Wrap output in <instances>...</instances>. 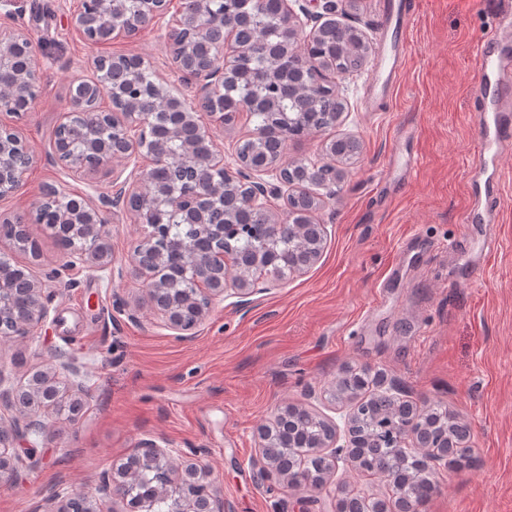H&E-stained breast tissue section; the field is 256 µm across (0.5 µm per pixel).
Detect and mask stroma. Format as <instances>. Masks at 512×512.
<instances>
[{
  "label": "stroma",
  "instance_id": "35a3bbf8",
  "mask_svg": "<svg viewBox=\"0 0 512 512\" xmlns=\"http://www.w3.org/2000/svg\"><path fill=\"white\" fill-rule=\"evenodd\" d=\"M393 0H336V21L359 27L372 51L339 83L344 110L336 125L287 141L288 160L323 159L326 141L353 138V164H338L333 194L318 190L314 223L327 236L318 262L300 275L266 281L239 305L226 292L188 340L174 338L143 304L142 280L128 265L145 224L111 211L112 271L69 266L68 248L44 225L30 224L38 256L8 246L0 255L45 280L46 319L24 339L0 338V392L26 390L35 374L62 391L50 422L32 435L35 458L14 460L13 483L0 484V512H44L111 479L142 442L205 458L224 512H333L339 495L377 500L391 489L347 466L327 474L314 497L260 480L259 430L276 406L306 404L339 418L349 398L333 391L345 370L369 369V392L397 384L414 405L436 400L470 435L474 463L434 474L438 490L422 512H512V153L501 167L496 223L463 230L467 160L481 127L469 110L477 43L495 22L492 0H400L413 15L403 34L404 74L390 92L370 96L382 17ZM79 0H27L25 12L0 20L29 31L41 52L37 100L20 114L0 111L32 149L20 190L0 197V215L35 214L47 187L67 195H111L103 170L75 178L53 151L54 130L78 81L95 76L97 55L137 54L173 94L188 89L173 69L165 30L93 45L73 25ZM413 155L409 177H390L395 151ZM393 178L392 193L378 183ZM494 244L480 261L482 241ZM122 294L138 310L118 309ZM72 355L79 388L56 367ZM82 408L70 412L73 400Z\"/></svg>",
  "mask_w": 512,
  "mask_h": 512
}]
</instances>
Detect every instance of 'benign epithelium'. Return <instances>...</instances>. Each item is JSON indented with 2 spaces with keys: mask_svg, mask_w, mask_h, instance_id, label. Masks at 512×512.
I'll list each match as a JSON object with an SVG mask.
<instances>
[{
  "mask_svg": "<svg viewBox=\"0 0 512 512\" xmlns=\"http://www.w3.org/2000/svg\"><path fill=\"white\" fill-rule=\"evenodd\" d=\"M172 0H144L140 14L128 21H121V0H81L80 9L72 17L76 28L91 42L100 43L113 36L133 37L141 29L165 26L166 41L171 46L172 58L181 80L193 89V96L166 95L158 108H146L141 95L130 87L123 74L115 73L112 81L120 89L105 88L96 81H83L73 86L59 127L73 131L70 136H61L54 142L55 152L78 178H85L109 164L112 169L113 192L99 201L78 197L69 199V205L56 212V221L48 225L57 239H62L63 230L70 229V238L83 243L80 249L70 252V266L87 265L105 271L113 265L106 230L104 212L108 207L119 208L149 225V231L129 255V265L143 278L145 301L175 332L176 339L185 340L195 335L197 327L208 317L213 305L224 299L227 284L234 286L235 295L248 298L259 292V279L263 274L275 281L281 280L278 270L266 263L270 237L248 226L253 246L245 261L224 250V229L230 219L219 216L206 221L200 216L196 203L199 199L217 197L228 187L245 190L243 204L249 209L264 208L268 194L281 190L283 183L276 164L263 161H243L236 156L233 161L224 160V154L216 149L212 131L202 125L198 113L206 111L216 117L217 124L229 128L237 115L224 113L222 102L224 84L237 68L241 57L254 51L252 41L245 40L239 27L224 24V16L211 6V0H183L166 23ZM284 18L285 40L281 43L282 62L285 67L312 69L313 77L306 83L310 98L315 99L326 89L330 73L317 56L318 40L322 31L336 23L331 15L336 13L335 0H302L298 9H293L288 0H281ZM311 26L304 33V26ZM24 50L21 65L12 83L0 91V102L20 101L31 108L37 94L40 66L37 50L30 34L23 28L9 32L0 31V63L16 61L17 50ZM109 94L126 98L125 107L118 113L100 110L99 99ZM112 125V141L101 138L103 123ZM170 128V135L184 143L185 155L180 164L186 186L180 190H166L152 182L153 171L168 163L165 150L151 143L154 129L161 123ZM145 158L148 166H130L133 161ZM33 163V154L28 145L6 126L0 125V196L16 192L22 185L27 169ZM269 175L275 179L270 183L263 179ZM154 200L165 205L179 216L183 223L191 225L194 235H176L171 224H152L148 220L146 202ZM13 224L10 237L1 238L0 246L7 242L28 244L31 237L27 231L29 219L24 215L0 218ZM297 229L305 237L302 261L289 268L291 274H302L314 265L321 255L325 228L322 224H303ZM177 252L184 270L191 274L192 286L198 298L197 309L191 317L184 316L169 293L171 282L154 277L165 261L164 250ZM16 268L9 262L0 261V334L6 337L27 335L28 329L40 324L47 317L48 296L43 282L32 274L15 275ZM23 294L29 299V310L25 317L16 321L11 316L10 305L4 298ZM32 395L19 394L13 402L30 407L38 403L41 409L58 404L59 389L44 375L33 378ZM329 438L315 445L313 454L336 463L342 459L353 465L352 443L340 445L339 427L334 422L326 423ZM45 428L41 419L25 424V430L17 426H0V482L12 481L14 470L8 457L9 450L26 440V433L40 432ZM470 434L465 425L452 436L432 442L431 434L412 421L398 437V447L406 455L413 456L425 448L431 449L429 461L448 465L455 444ZM140 466L156 465L163 476L164 491L176 499L172 512H224V502L212 493L213 473L209 465L200 458L184 467L177 466L181 474L165 469V465L176 461L173 451L158 446L152 441L141 444L138 451Z\"/></svg>",
  "mask_w": 512,
  "mask_h": 512,
  "instance_id": "obj_1",
  "label": "benign epithelium"
}]
</instances>
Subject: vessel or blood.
Instances as JSON below:
<instances>
[{
    "label": "vessel or blood",
    "mask_w": 512,
    "mask_h": 512,
    "mask_svg": "<svg viewBox=\"0 0 512 512\" xmlns=\"http://www.w3.org/2000/svg\"><path fill=\"white\" fill-rule=\"evenodd\" d=\"M498 23L481 40L476 54V89L472 105L483 130L474 148L477 169L484 175V187L501 189L500 159L512 146V95L505 90L508 67L512 66V0H501ZM382 63L375 70L371 85L389 91L404 69L401 48L391 46L381 51Z\"/></svg>",
    "instance_id": "b4317fda"
}]
</instances>
